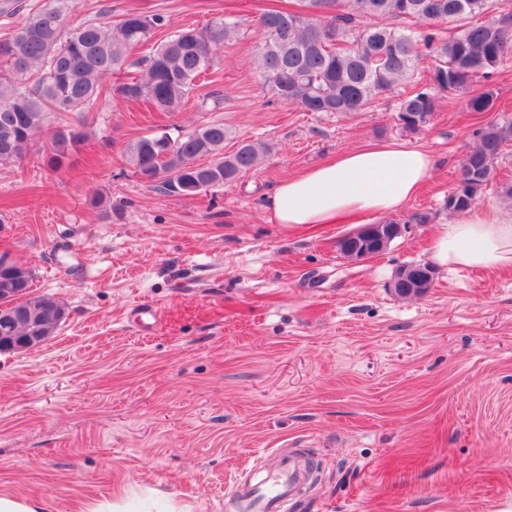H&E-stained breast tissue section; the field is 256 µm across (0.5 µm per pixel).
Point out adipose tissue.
Instances as JSON below:
<instances>
[{"instance_id": "ef3b65f1", "label": "adipose tissue", "mask_w": 512, "mask_h": 512, "mask_svg": "<svg viewBox=\"0 0 512 512\" xmlns=\"http://www.w3.org/2000/svg\"><path fill=\"white\" fill-rule=\"evenodd\" d=\"M433 169L424 148L399 141L366 145L281 183L266 209L271 222L291 228L393 215ZM432 257L442 267L510 271L512 218L472 214L441 225Z\"/></svg>"}]
</instances>
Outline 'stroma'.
<instances>
[{
	"instance_id": "stroma-1",
	"label": "stroma",
	"mask_w": 512,
	"mask_h": 512,
	"mask_svg": "<svg viewBox=\"0 0 512 512\" xmlns=\"http://www.w3.org/2000/svg\"><path fill=\"white\" fill-rule=\"evenodd\" d=\"M297 0H75L73 22L144 7L177 28L242 19L179 112L115 99L53 170L38 150L0 165V255L35 274L66 318L40 347L0 352V495L83 512H237L234 487L302 457L312 482L291 512H512V271L434 268L397 297L396 272L431 245L478 131L512 117V60L444 93L403 129L394 99L355 114L301 112L263 83L262 9ZM493 90L490 112L467 100ZM223 122L225 151L260 164L190 199L133 174L126 146L156 126ZM435 168L395 214L405 229L357 261L336 243L352 221L291 229L265 204L289 177L383 141ZM428 211L429 224L413 213Z\"/></svg>"
}]
</instances>
